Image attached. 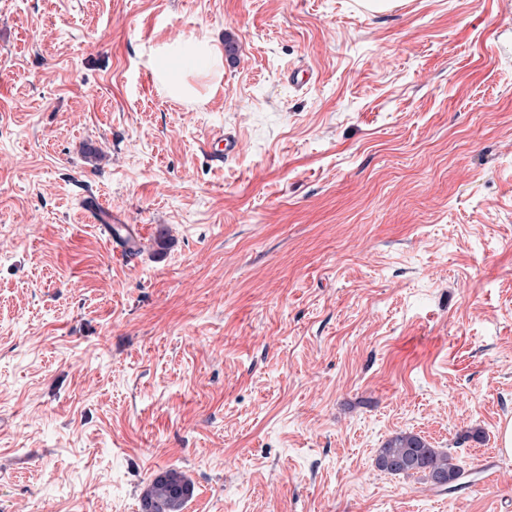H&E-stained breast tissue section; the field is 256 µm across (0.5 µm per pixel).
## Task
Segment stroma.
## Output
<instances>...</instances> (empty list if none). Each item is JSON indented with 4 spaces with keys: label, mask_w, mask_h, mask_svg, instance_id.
Wrapping results in <instances>:
<instances>
[{
    "label": "stroma",
    "mask_w": 512,
    "mask_h": 512,
    "mask_svg": "<svg viewBox=\"0 0 512 512\" xmlns=\"http://www.w3.org/2000/svg\"><path fill=\"white\" fill-rule=\"evenodd\" d=\"M511 420L512 0H0V512H501ZM401 431L497 473L382 472ZM194 47L198 56L205 58L209 63V72L217 78H221L223 72L222 53L218 47L211 44L207 38L194 41ZM176 52L169 44L156 47L149 61V68L169 97L194 101L199 97V92L188 81L186 71L178 68L177 61L172 58ZM243 148L241 138L231 131H224L219 136L207 140L204 144L205 152L216 161H225L236 156ZM194 488L181 472L169 470L156 476L141 497L142 512H181Z\"/></svg>",
    "instance_id": "stroma-1"
}]
</instances>
